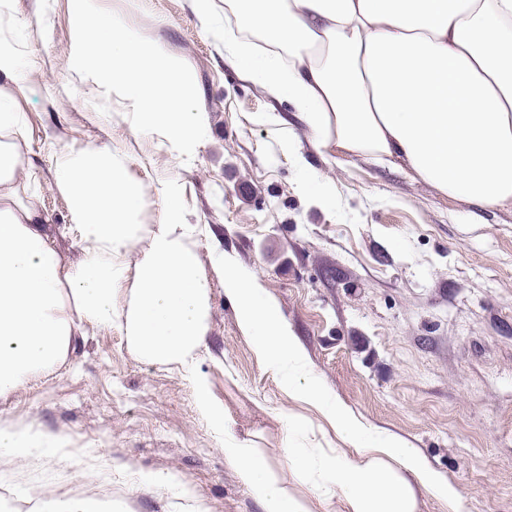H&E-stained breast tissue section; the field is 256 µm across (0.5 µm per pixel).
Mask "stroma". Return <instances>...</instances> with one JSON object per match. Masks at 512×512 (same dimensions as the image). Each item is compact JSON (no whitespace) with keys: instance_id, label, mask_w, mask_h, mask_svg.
I'll return each instance as SVG.
<instances>
[{"instance_id":"35a3bbf8","label":"stroma","mask_w":512,"mask_h":512,"mask_svg":"<svg viewBox=\"0 0 512 512\" xmlns=\"http://www.w3.org/2000/svg\"><path fill=\"white\" fill-rule=\"evenodd\" d=\"M189 65L205 139L183 160L138 134L132 103L71 67L72 0H13L0 45L17 55L1 86L38 158L36 188L64 258L68 202L51 151L93 142L123 152L143 183L138 223L153 225L175 187L210 285L193 372L141 361L116 330L86 328L65 363L0 398V422L55 436L53 452L0 451V512L46 497L91 496L109 512H261L224 462V436L249 441L307 512H343L289 477L282 446L338 448L315 406L280 384L238 325L224 269L253 279L279 307L331 402L371 437L395 434L461 489L466 512H512V205L481 209L366 156L317 153L291 104L244 79L224 56V0L203 27L190 0H96ZM329 181L334 201L305 193ZM207 382L227 433L197 408ZM175 474L151 486L143 474Z\"/></svg>"}]
</instances>
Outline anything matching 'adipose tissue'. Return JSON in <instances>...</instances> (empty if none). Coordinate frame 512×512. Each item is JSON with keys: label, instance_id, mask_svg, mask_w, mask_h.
<instances>
[{"label": "adipose tissue", "instance_id": "ef3b65f1", "mask_svg": "<svg viewBox=\"0 0 512 512\" xmlns=\"http://www.w3.org/2000/svg\"><path fill=\"white\" fill-rule=\"evenodd\" d=\"M224 55L297 109L321 154L405 163L415 179L478 207L512 202V0H234ZM20 113L0 93V397L62 364L82 325L116 328L149 363L192 368L204 342L209 284L198 271L180 195L167 189L155 226L136 223L142 183L107 146L55 151V183L83 258L65 263L25 176ZM136 262H129V255ZM224 292L259 356L288 391L321 407L352 447L285 445L288 470L346 512H418L417 489L462 512L464 496L393 436L368 440L307 372L276 304L224 271ZM224 461L262 512H302L265 457L224 445Z\"/></svg>", "mask_w": 512, "mask_h": 512}]
</instances>
